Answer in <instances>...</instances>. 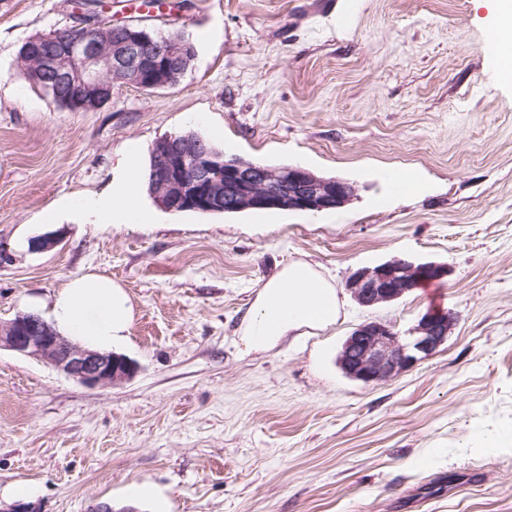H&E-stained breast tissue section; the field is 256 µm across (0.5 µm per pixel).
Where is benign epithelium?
<instances>
[{"label":"benign epithelium","instance_id":"benign-epithelium-1","mask_svg":"<svg viewBox=\"0 0 512 512\" xmlns=\"http://www.w3.org/2000/svg\"><path fill=\"white\" fill-rule=\"evenodd\" d=\"M192 47L170 42L153 46L145 32L110 42L94 33L60 41L44 34L27 41L20 61L33 58L44 83L57 97H65L77 111H90L112 101V81L134 85L148 62H183ZM282 180L279 170L258 167L243 161H220L209 153L188 156L178 148L170 155V169L156 176L155 189L170 209L219 204L239 209L276 207L283 199L271 192ZM288 209L322 211L346 203L354 195L349 183L316 177L302 167L288 169ZM448 267L435 262L415 264L394 258L373 268L356 270L347 287L364 307H373L403 297L428 279L440 281ZM456 322L451 312H428L413 329L412 340L402 342L389 325L367 322L360 325L344 343L339 361L352 378L365 384L393 378L431 355L448 338ZM37 356L53 367L88 386L119 385L136 372V365L112 352L88 350L60 335L34 314L17 316L0 325V348Z\"/></svg>","mask_w":512,"mask_h":512}]
</instances>
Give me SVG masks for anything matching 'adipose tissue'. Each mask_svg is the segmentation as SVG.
Here are the masks:
<instances>
[{
	"label": "adipose tissue",
	"mask_w": 512,
	"mask_h": 512,
	"mask_svg": "<svg viewBox=\"0 0 512 512\" xmlns=\"http://www.w3.org/2000/svg\"><path fill=\"white\" fill-rule=\"evenodd\" d=\"M483 4L489 13L487 46L500 72L506 67L503 43L512 38V0H483ZM143 184L140 161L135 151H127L122 180L108 192L84 199L78 208L103 228L115 224L148 226L156 223L157 215L138 204ZM339 308L335 284L311 263L294 260L258 289L239 336L246 351H265L283 337L335 323ZM50 315L59 332L101 350L128 336L133 305L120 283L89 273L71 279L57 293Z\"/></svg>",
	"instance_id": "adipose-tissue-1"
}]
</instances>
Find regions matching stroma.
<instances>
[{
  "mask_svg": "<svg viewBox=\"0 0 512 512\" xmlns=\"http://www.w3.org/2000/svg\"><path fill=\"white\" fill-rule=\"evenodd\" d=\"M64 0H0V324L49 319L68 281L98 273L134 308L112 347L134 376L87 386L0 349V504L37 512H512V84L477 0H186L149 20L197 55L173 86L115 83L88 112L27 78L26 38L72 25ZM196 131L226 155L352 183L335 209L164 211L100 228L70 202ZM402 171L413 187L389 192ZM57 231V246L30 240ZM394 258L449 275L361 306L346 282ZM302 259L331 277L336 322L262 352L238 330L258 288ZM456 324L431 356L367 385L339 356L360 325L410 338Z\"/></svg>",
  "mask_w": 512,
  "mask_h": 512,
  "instance_id": "35a3bbf8",
  "label": "stroma"
}]
</instances>
